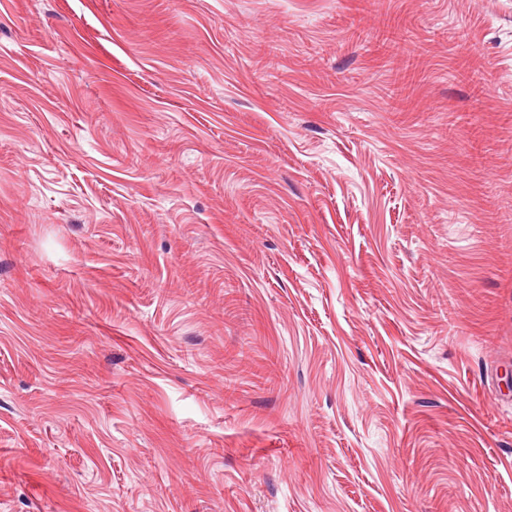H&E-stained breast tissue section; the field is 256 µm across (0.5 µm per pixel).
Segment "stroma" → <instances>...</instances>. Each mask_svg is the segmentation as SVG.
<instances>
[{"label":"stroma","instance_id":"stroma-1","mask_svg":"<svg viewBox=\"0 0 512 512\" xmlns=\"http://www.w3.org/2000/svg\"><path fill=\"white\" fill-rule=\"evenodd\" d=\"M0 512H512V0H0Z\"/></svg>","mask_w":512,"mask_h":512}]
</instances>
